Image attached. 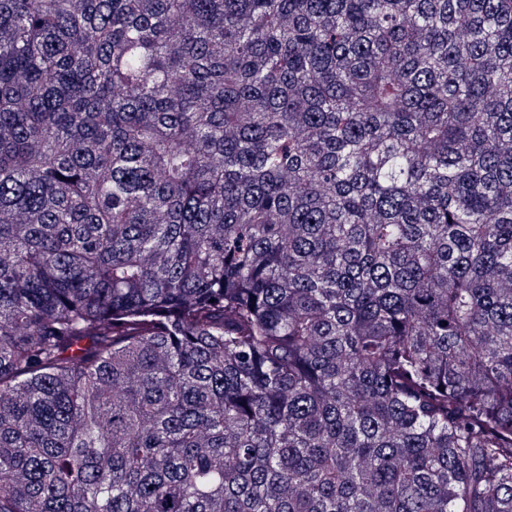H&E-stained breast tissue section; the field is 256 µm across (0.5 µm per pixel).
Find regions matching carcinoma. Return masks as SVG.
<instances>
[{"label":"carcinoma","mask_w":512,"mask_h":512,"mask_svg":"<svg viewBox=\"0 0 512 512\" xmlns=\"http://www.w3.org/2000/svg\"><path fill=\"white\" fill-rule=\"evenodd\" d=\"M0 512H512V0H0Z\"/></svg>","instance_id":"obj_1"}]
</instances>
